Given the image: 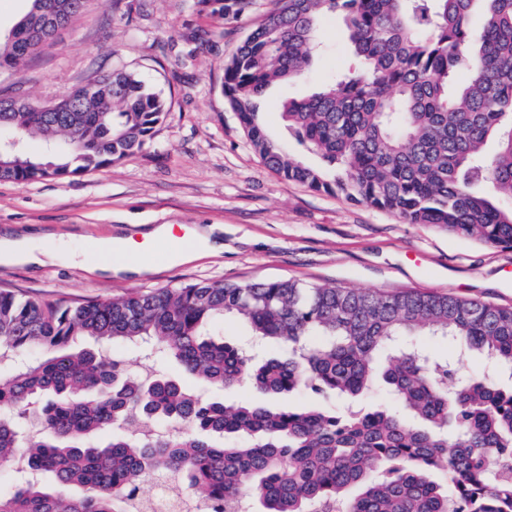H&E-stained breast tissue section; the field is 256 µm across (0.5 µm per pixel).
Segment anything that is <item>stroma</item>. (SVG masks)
<instances>
[{"instance_id": "obj_1", "label": "stroma", "mask_w": 512, "mask_h": 512, "mask_svg": "<svg viewBox=\"0 0 512 512\" xmlns=\"http://www.w3.org/2000/svg\"><path fill=\"white\" fill-rule=\"evenodd\" d=\"M276 7L257 0L224 22L198 0H88L49 45L0 72V96H67L96 74L131 73L161 95L166 114L150 143L117 163L65 178L0 181V230L64 241L74 263L0 264V289L79 304L197 282L303 283L397 292L420 289L512 307V246H491L315 192L266 168L224 98V64ZM324 49L302 77L271 87L260 120L284 136L281 105L354 66L340 18L320 23ZM153 224L214 227L224 251L181 265L157 256L146 275L88 272L95 240L140 238Z\"/></svg>"}]
</instances>
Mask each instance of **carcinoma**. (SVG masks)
Instances as JSON below:
<instances>
[{"label": "carcinoma", "instance_id": "cac0c4a2", "mask_svg": "<svg viewBox=\"0 0 512 512\" xmlns=\"http://www.w3.org/2000/svg\"><path fill=\"white\" fill-rule=\"evenodd\" d=\"M226 21L256 0H199ZM224 66V97L266 167L314 191L490 245L512 244V0H276ZM66 20L85 0H31L0 37V70L45 42L42 6ZM342 17L356 65L283 105L309 166L270 139L257 101L302 76L320 21ZM163 99L122 71L59 101L0 111V180L68 178L144 148ZM30 137L53 149L35 159ZM240 321L279 354L254 360L224 342ZM442 336L512 373V308L450 294L304 284L198 282L73 306L0 290V512H127L148 477L167 474L212 512L250 496L261 512H512V388L459 375L414 341ZM146 344L219 392L310 388L388 407L338 415L314 406L238 403L154 373L138 380L110 350ZM39 432L24 434L26 413ZM51 477L39 481L36 474Z\"/></svg>", "mask_w": 512, "mask_h": 512}]
</instances>
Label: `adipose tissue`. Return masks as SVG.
Masks as SVG:
<instances>
[{
    "instance_id": "adipose-tissue-1",
    "label": "adipose tissue",
    "mask_w": 512,
    "mask_h": 512,
    "mask_svg": "<svg viewBox=\"0 0 512 512\" xmlns=\"http://www.w3.org/2000/svg\"><path fill=\"white\" fill-rule=\"evenodd\" d=\"M174 227L170 224H156L147 227L142 243L114 235L99 240V250L106 254V261L92 265V272L99 274L133 273L145 275L153 271L154 261L150 249L158 243L172 244L173 249L167 255L169 262L183 264L200 257L223 252V242L216 240L209 226H197L186 234L184 245H175ZM75 260L69 247L62 243L50 247L42 246L40 238L29 235L0 233V264L28 265L42 267L48 264L68 265Z\"/></svg>"
}]
</instances>
